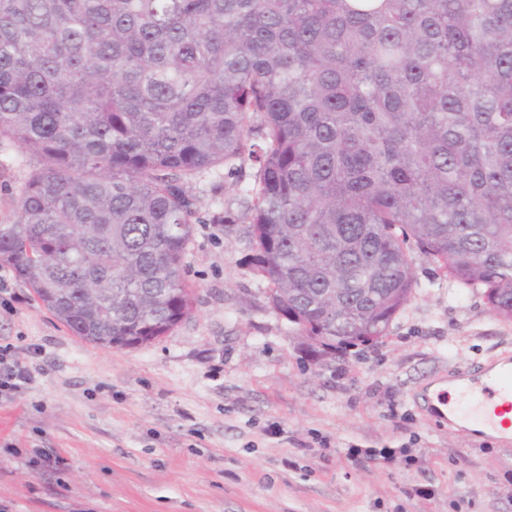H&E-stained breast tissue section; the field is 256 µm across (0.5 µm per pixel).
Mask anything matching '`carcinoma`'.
<instances>
[{
	"mask_svg": "<svg viewBox=\"0 0 512 512\" xmlns=\"http://www.w3.org/2000/svg\"><path fill=\"white\" fill-rule=\"evenodd\" d=\"M0 139L40 161L0 263L88 343L191 315L188 185L247 164L248 265L318 351L387 335L412 241L512 321V0H0Z\"/></svg>",
	"mask_w": 512,
	"mask_h": 512,
	"instance_id": "obj_1",
	"label": "carcinoma"
}]
</instances>
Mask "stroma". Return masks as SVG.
Segmentation results:
<instances>
[{
  "mask_svg": "<svg viewBox=\"0 0 512 512\" xmlns=\"http://www.w3.org/2000/svg\"><path fill=\"white\" fill-rule=\"evenodd\" d=\"M36 156L0 140V225ZM193 310L133 349L73 336L14 270L0 345L34 373L0 399V512H512V442L423 415L430 380L512 357V321L422 256L381 342L315 357L246 263L242 193L192 182ZM231 212L232 228L218 224Z\"/></svg>",
  "mask_w": 512,
  "mask_h": 512,
  "instance_id": "stroma-1",
  "label": "stroma"
}]
</instances>
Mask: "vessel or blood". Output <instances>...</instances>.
Here are the masks:
<instances>
[{
    "mask_svg": "<svg viewBox=\"0 0 512 512\" xmlns=\"http://www.w3.org/2000/svg\"><path fill=\"white\" fill-rule=\"evenodd\" d=\"M454 380L456 402H449L448 391L444 388L429 397V412L433 418L459 429L472 426L492 429L506 411H512V362L489 366L482 382L466 372L457 373Z\"/></svg>",
    "mask_w": 512,
    "mask_h": 512,
    "instance_id": "vessel-or-blood-1",
    "label": "vessel or blood"
}]
</instances>
